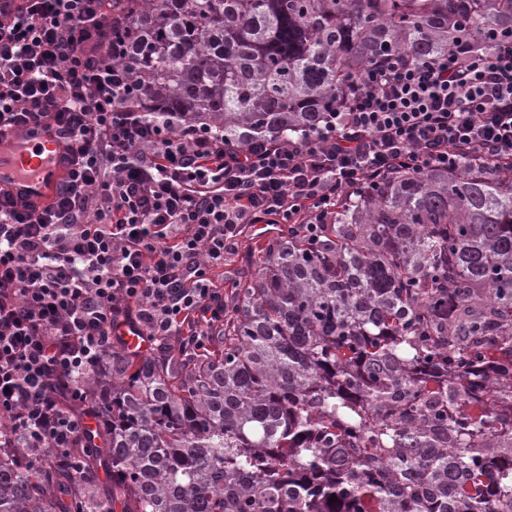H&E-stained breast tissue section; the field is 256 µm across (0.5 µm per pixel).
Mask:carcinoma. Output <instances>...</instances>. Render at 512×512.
<instances>
[{
	"label": "carcinoma",
	"mask_w": 512,
	"mask_h": 512,
	"mask_svg": "<svg viewBox=\"0 0 512 512\" xmlns=\"http://www.w3.org/2000/svg\"><path fill=\"white\" fill-rule=\"evenodd\" d=\"M118 7L141 110L243 145L322 126L384 54L512 32V0ZM224 308L198 352L112 347L101 451L0 447V512H512L511 177L398 174L265 241Z\"/></svg>",
	"instance_id": "1"
}]
</instances>
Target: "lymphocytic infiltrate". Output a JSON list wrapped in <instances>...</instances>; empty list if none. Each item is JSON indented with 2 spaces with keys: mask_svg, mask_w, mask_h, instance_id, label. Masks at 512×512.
<instances>
[{
  "mask_svg": "<svg viewBox=\"0 0 512 512\" xmlns=\"http://www.w3.org/2000/svg\"><path fill=\"white\" fill-rule=\"evenodd\" d=\"M106 0H0V138L56 135L67 172L48 203L0 187L3 448L91 436L82 381L123 326L202 348L224 300L209 277L249 224L317 232L403 170L512 172V36L460 29L447 54L386 55L318 130L234 145L157 121L115 59Z\"/></svg>",
  "mask_w": 512,
  "mask_h": 512,
  "instance_id": "obj_1",
  "label": "lymphocytic infiltrate"
}]
</instances>
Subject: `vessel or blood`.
<instances>
[{"label":"vessel or blood","mask_w":512,"mask_h":512,"mask_svg":"<svg viewBox=\"0 0 512 512\" xmlns=\"http://www.w3.org/2000/svg\"><path fill=\"white\" fill-rule=\"evenodd\" d=\"M63 144L48 135L21 136L0 146V184L35 200L52 195L65 171Z\"/></svg>","instance_id":"b4317fda"}]
</instances>
